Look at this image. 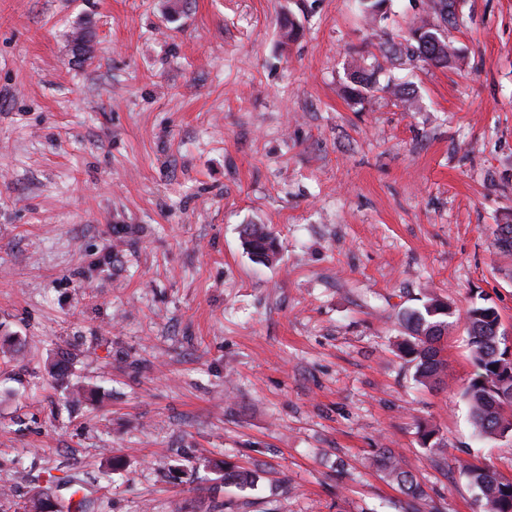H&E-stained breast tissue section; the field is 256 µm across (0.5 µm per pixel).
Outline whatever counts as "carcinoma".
<instances>
[{
    "label": "carcinoma",
    "mask_w": 512,
    "mask_h": 512,
    "mask_svg": "<svg viewBox=\"0 0 512 512\" xmlns=\"http://www.w3.org/2000/svg\"><path fill=\"white\" fill-rule=\"evenodd\" d=\"M443 21L458 24L454 0H434ZM434 31L421 24L411 30L406 45H391L393 56L406 52L420 61L445 67L456 56V48L443 36L432 40ZM499 252L512 256V224H498L492 231ZM243 245L247 253L261 262L278 255L276 239L266 230L252 224L243 230ZM451 306L435 297H428L422 306L402 318V336L397 344L400 357L414 363L415 378L424 385H439L448 377V364L442 356V341L453 326ZM467 346L474 371L463 390L475 433L483 438H512V351L501 331L500 315L495 307L475 303L464 315ZM377 463L394 483L411 499L421 498L422 492L413 475L405 470L389 448L380 452ZM455 466L479 490L481 512H512V479H507L491 467L470 460H458ZM256 474L224 467V483L245 488L254 485Z\"/></svg>",
    "instance_id": "obj_1"
}]
</instances>
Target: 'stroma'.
I'll use <instances>...</instances> for the list:
<instances>
[{
    "label": "stroma",
    "instance_id": "stroma-1",
    "mask_svg": "<svg viewBox=\"0 0 512 512\" xmlns=\"http://www.w3.org/2000/svg\"><path fill=\"white\" fill-rule=\"evenodd\" d=\"M457 4L435 68L384 49L431 0H0V512H407L384 448L420 512H478L455 460L512 475V439L473 434L462 325L444 386L394 346L430 295L512 332V0ZM243 245L248 254L261 262L272 261L278 255L276 239L256 224L249 225L243 230ZM377 463L388 473L394 483L412 500L421 498L422 492L413 475L405 470L389 448L380 452Z\"/></svg>",
    "mask_w": 512,
    "mask_h": 512
}]
</instances>
